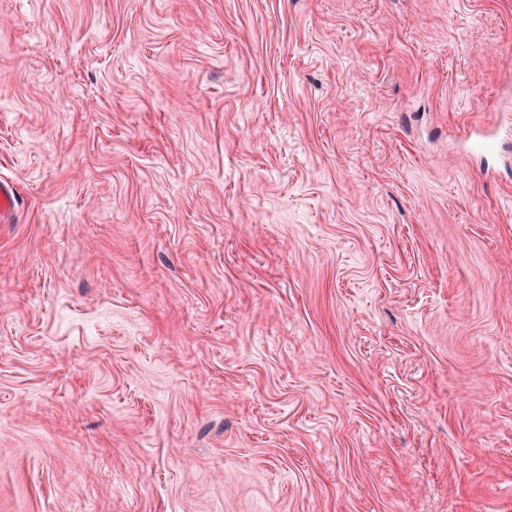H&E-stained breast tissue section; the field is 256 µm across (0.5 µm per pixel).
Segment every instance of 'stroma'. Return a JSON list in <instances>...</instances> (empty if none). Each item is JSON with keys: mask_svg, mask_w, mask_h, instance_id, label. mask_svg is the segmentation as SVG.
Masks as SVG:
<instances>
[{"mask_svg": "<svg viewBox=\"0 0 512 512\" xmlns=\"http://www.w3.org/2000/svg\"><path fill=\"white\" fill-rule=\"evenodd\" d=\"M0 178V512H512V0H0ZM18 190L9 182H0V223L11 224L16 213Z\"/></svg>", "mask_w": 512, "mask_h": 512, "instance_id": "obj_1", "label": "stroma"}]
</instances>
